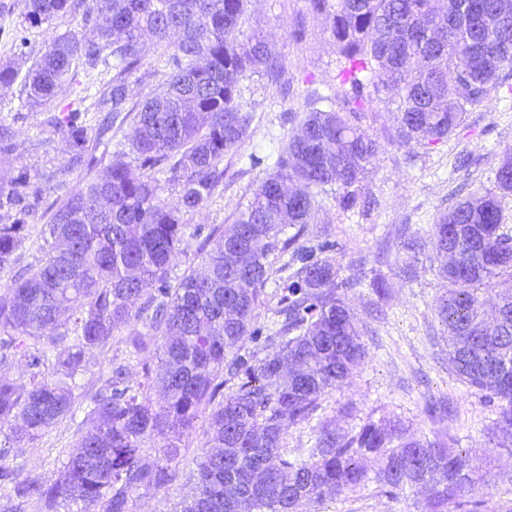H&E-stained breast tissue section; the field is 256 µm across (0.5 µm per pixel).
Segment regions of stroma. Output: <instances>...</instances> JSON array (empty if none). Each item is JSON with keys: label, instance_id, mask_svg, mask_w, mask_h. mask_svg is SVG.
I'll use <instances>...</instances> for the list:
<instances>
[{"label": "stroma", "instance_id": "35a3bbf8", "mask_svg": "<svg viewBox=\"0 0 512 512\" xmlns=\"http://www.w3.org/2000/svg\"><path fill=\"white\" fill-rule=\"evenodd\" d=\"M26 0H0V65L26 73L50 39L70 33L91 36L94 21L64 15L48 26L29 29L23 23ZM303 30L295 38L294 30ZM263 38L276 47L281 72L277 81L253 74L240 84V102L253 115L240 151L224 157V178L202 207L181 212L182 242L170 266L181 277L200 264V247L216 229L234 224L261 181L271 171L282 146L293 133L294 114L303 112L312 92L329 93L337 54L324 16L312 13L308 0H250L240 24V40ZM110 77L106 68H76L74 78L50 108L31 104L21 82L0 86V216L23 215L24 240L16 262L0 271V284L45 257L43 231L51 212L82 182L98 177L105 153L126 143L130 124L113 126L100 144L87 148L82 164L55 127L57 116L77 111L80 121L95 126L99 117L96 93ZM396 123L391 104L377 102L368 113L369 133L384 141L364 182L370 201L363 212H344L332 197H322L308 225L310 236L334 245L333 257L346 277L360 278L347 303L357 314L367 348L365 360L347 385L326 395L319 409L284 434L289 456L310 448L324 423L346 432L370 419L391 414L415 437L443 444L479 458L492 473L490 486L476 491L482 512H512V433L501 431L495 408L476 389L462 384L448 362V329L435 310L447 283L435 272L430 247L417 254L403 248L415 232H426L441 213L477 189L491 188V173L506 149H512V77L506 87L471 112L448 139L426 145L397 147L385 139ZM264 157L251 166L249 155ZM413 264V275L404 267ZM126 329L115 332L110 345L96 351L81 378L87 392L102 389L113 360L123 359ZM83 410L60 419L22 458V477L54 481L62 449L79 437ZM208 413L195 419L181 444L175 477L161 489H139L133 512H181L196 486L195 461L209 446ZM429 491L416 487L388 498L370 480L340 497L308 506L306 512H430Z\"/></svg>", "mask_w": 512, "mask_h": 512}]
</instances>
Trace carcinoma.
Returning <instances> with one entry per match:
<instances>
[{"mask_svg": "<svg viewBox=\"0 0 512 512\" xmlns=\"http://www.w3.org/2000/svg\"><path fill=\"white\" fill-rule=\"evenodd\" d=\"M249 0H28L24 22L38 29L63 15H96V37L57 38L24 75L35 106H47L76 65L93 70L112 56V78L100 92L108 113L130 121L139 171L117 157L99 179L84 182L47 224L50 249L41 263L0 293V364L25 359L26 384L0 377V428L6 444L23 452L81 396L77 377L86 356L104 349L114 330L130 327L125 342L140 357L161 333L157 364H142L132 384L129 367L112 364L105 388L85 408L76 450L66 453L51 483L18 479L4 463L0 482L35 512H132L140 488L160 489L173 478L179 442L220 387L224 401L211 413L212 449L196 462L195 492L182 512H303L369 480L384 494L432 484L431 512L457 505L478 512L474 492L491 472L466 455L407 434L392 417L341 433L321 427L315 446L291 458L286 427L309 419L329 392L345 385L366 356L345 291L358 285L339 276L328 256L333 244H300L316 197L335 188L336 204H367L363 181L382 149L362 127L373 104L395 106L397 126L387 144H438L512 70V20H497L499 0H309L325 16L336 46V92L319 96L297 120L275 171L253 193L227 232L206 239L202 263L176 284L169 267L181 242L178 211L159 196L151 172L166 169L181 181V208L200 207L224 176V155L238 150L251 123L237 102L247 73L280 72L273 46L239 41ZM159 49L161 90L129 104L130 79L140 70L146 42ZM75 158L88 128L68 114L58 121ZM495 189L479 192L442 213L429 244L448 289L435 310L448 328V355L459 380L496 406L501 428L512 431V296L488 305L483 291L512 273V236L502 231V199L512 195V151L494 174ZM25 225L0 224V270L15 262ZM289 256L276 314L279 328L264 337L267 354H241L238 344L259 336L256 310L270 276L268 257ZM143 301L135 307L134 302ZM47 331L45 345L38 346ZM160 388L163 402L151 391ZM161 445L162 463L142 464Z\"/></svg>", "mask_w": 512, "mask_h": 512, "instance_id": "1", "label": "carcinoma"}]
</instances>
